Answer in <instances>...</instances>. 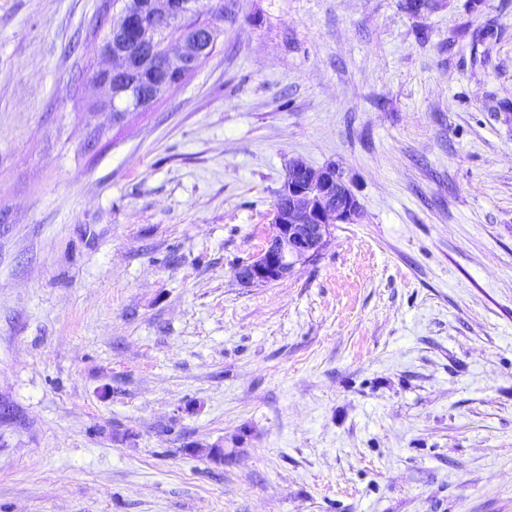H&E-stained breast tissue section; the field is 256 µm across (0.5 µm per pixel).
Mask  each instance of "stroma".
<instances>
[{
	"label": "stroma",
	"instance_id": "obj_1",
	"mask_svg": "<svg viewBox=\"0 0 512 512\" xmlns=\"http://www.w3.org/2000/svg\"><path fill=\"white\" fill-rule=\"evenodd\" d=\"M122 6L0 0V512H512V0H209L117 119ZM294 157L360 215L242 287Z\"/></svg>",
	"mask_w": 512,
	"mask_h": 512
}]
</instances>
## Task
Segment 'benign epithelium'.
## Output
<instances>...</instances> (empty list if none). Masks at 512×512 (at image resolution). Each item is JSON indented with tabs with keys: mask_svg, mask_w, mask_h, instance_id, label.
Returning <instances> with one entry per match:
<instances>
[{
	"mask_svg": "<svg viewBox=\"0 0 512 512\" xmlns=\"http://www.w3.org/2000/svg\"><path fill=\"white\" fill-rule=\"evenodd\" d=\"M190 7L188 0H125L99 49L109 64L93 79L112 99L116 115L140 108L133 88L144 69L155 68L150 93L159 97L177 84L175 72L191 71L205 60L212 33L179 26ZM151 27L170 31L160 57L148 43ZM359 214L358 200L336 165L313 168L301 158L290 159L275 202L276 234L255 258L235 267L234 278L251 288L288 277L297 263L320 252L331 225L350 224Z\"/></svg>",
	"mask_w": 512,
	"mask_h": 512,
	"instance_id": "obj_1",
	"label": "benign epithelium"
}]
</instances>
